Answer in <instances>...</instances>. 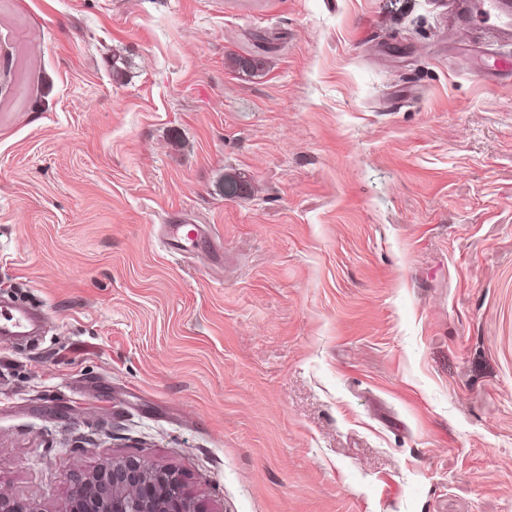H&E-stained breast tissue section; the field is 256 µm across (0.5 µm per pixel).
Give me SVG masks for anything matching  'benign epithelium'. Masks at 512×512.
<instances>
[{
    "label": "benign epithelium",
    "instance_id": "1",
    "mask_svg": "<svg viewBox=\"0 0 512 512\" xmlns=\"http://www.w3.org/2000/svg\"><path fill=\"white\" fill-rule=\"evenodd\" d=\"M0 512H42L34 501L0 493ZM61 512H201L182 471L147 459H114L74 478Z\"/></svg>",
    "mask_w": 512,
    "mask_h": 512
}]
</instances>
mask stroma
I'll return each mask as SVG.
<instances>
[{
  "instance_id": "1",
  "label": "stroma",
  "mask_w": 512,
  "mask_h": 512,
  "mask_svg": "<svg viewBox=\"0 0 512 512\" xmlns=\"http://www.w3.org/2000/svg\"><path fill=\"white\" fill-rule=\"evenodd\" d=\"M487 28L0 0V299L48 317L0 337V493L58 512L138 455L204 512H512V81L458 60L512 55ZM162 239L172 253L186 250L185 240H191L193 235H198V226L194 224H163Z\"/></svg>"
}]
</instances>
